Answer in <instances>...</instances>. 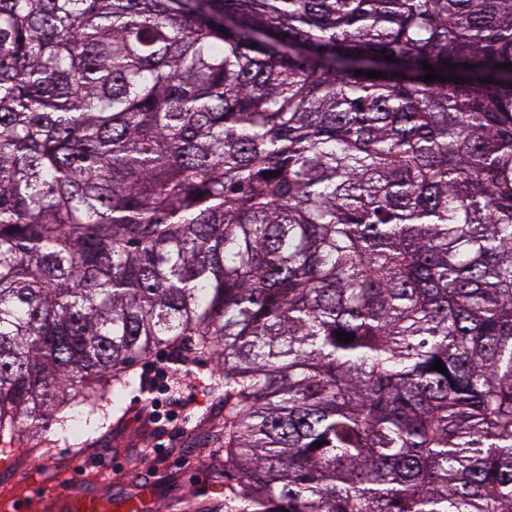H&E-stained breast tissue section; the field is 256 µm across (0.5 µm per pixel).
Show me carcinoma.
<instances>
[{
    "label": "carcinoma",
    "mask_w": 512,
    "mask_h": 512,
    "mask_svg": "<svg viewBox=\"0 0 512 512\" xmlns=\"http://www.w3.org/2000/svg\"><path fill=\"white\" fill-rule=\"evenodd\" d=\"M161 349L180 512H512V0H0V440Z\"/></svg>",
    "instance_id": "1"
}]
</instances>
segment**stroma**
Instances as JSON below:
<instances>
[{"instance_id": "stroma-1", "label": "stroma", "mask_w": 512, "mask_h": 512, "mask_svg": "<svg viewBox=\"0 0 512 512\" xmlns=\"http://www.w3.org/2000/svg\"><path fill=\"white\" fill-rule=\"evenodd\" d=\"M163 370V376L155 379L145 366H138L134 385L120 399L106 398L93 412L72 414L65 422L50 421L43 441L29 455L9 457L8 472L0 471V497L24 493L29 484L48 475L69 474L71 428L77 423L84 427L86 476L92 490L115 497L134 494L141 485L151 484L148 512H174L175 500L195 489L215 494V485L201 467L200 449L219 415L209 390L217 363L193 359L178 367L168 358ZM177 388L192 400L190 419L175 422V438L160 448L156 434L161 424L151 405Z\"/></svg>"}]
</instances>
